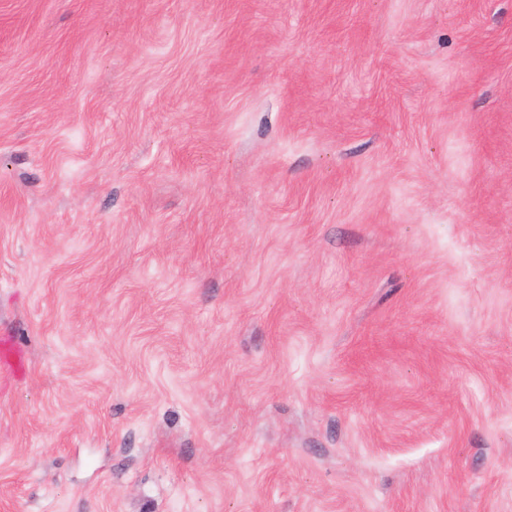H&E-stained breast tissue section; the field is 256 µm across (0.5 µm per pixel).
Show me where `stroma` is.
I'll use <instances>...</instances> for the list:
<instances>
[{"label":"stroma","instance_id":"obj_1","mask_svg":"<svg viewBox=\"0 0 512 512\" xmlns=\"http://www.w3.org/2000/svg\"><path fill=\"white\" fill-rule=\"evenodd\" d=\"M0 512H512V0H0Z\"/></svg>","mask_w":512,"mask_h":512}]
</instances>
